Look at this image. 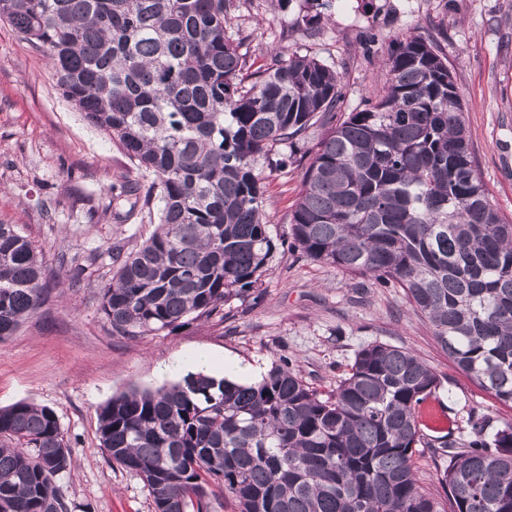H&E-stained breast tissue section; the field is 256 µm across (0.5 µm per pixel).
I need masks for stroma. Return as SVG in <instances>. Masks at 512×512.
Listing matches in <instances>:
<instances>
[{"label":"stroma","mask_w":512,"mask_h":512,"mask_svg":"<svg viewBox=\"0 0 512 512\" xmlns=\"http://www.w3.org/2000/svg\"><path fill=\"white\" fill-rule=\"evenodd\" d=\"M324 14L310 39L299 0L284 11L269 0H246L229 15L224 35L243 40L257 69L278 48L317 56L340 74L350 111L379 94L380 64L395 38L410 32L435 41L463 97L477 170L512 220V0H333ZM370 31L378 40L367 52ZM302 173L296 165L263 174L276 252L249 298H230L223 316L172 331L113 335L100 308L115 270L111 252L139 248L157 226L144 210L119 217L112 202L141 173L63 97L45 56L0 21V224L22 228L50 280L42 307L0 341V408L24 401L54 411L72 452V466L58 480L68 512H153L139 477L107 460L97 411L114 396L180 381V374L163 373V364L200 351L213 354L211 374L219 378L235 366L265 373L285 357L321 391L334 388L367 345L413 351L440 380L414 455L431 490L441 468L434 439H469L474 416L494 426L512 418V409L448 360L402 289L298 257L289 218Z\"/></svg>","instance_id":"obj_1"}]
</instances>
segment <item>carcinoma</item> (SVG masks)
Instances as JSON below:
<instances>
[{"mask_svg":"<svg viewBox=\"0 0 512 512\" xmlns=\"http://www.w3.org/2000/svg\"><path fill=\"white\" fill-rule=\"evenodd\" d=\"M239 0H0L45 53L63 97L144 175L128 212L160 202L157 229L116 252L101 311L142 337L223 311L268 270L276 246L256 164L313 153L291 213L304 257L403 290L448 359L512 407V221L477 173L464 102L437 44L408 36L382 66L384 92L341 114V77L277 51L249 72L224 36ZM302 0L305 30L323 20ZM324 129L316 150L308 131ZM43 254L0 224V340L44 302ZM439 384L414 353L372 344L323 394L286 365L258 383L189 374L99 411L107 460L136 474L154 512H210L212 486L238 512H512V421L441 442L443 495L414 470L425 404ZM71 451L55 413L0 408V512H67L56 479Z\"/></svg>","mask_w":512,"mask_h":512,"instance_id":"obj_1","label":"carcinoma"}]
</instances>
